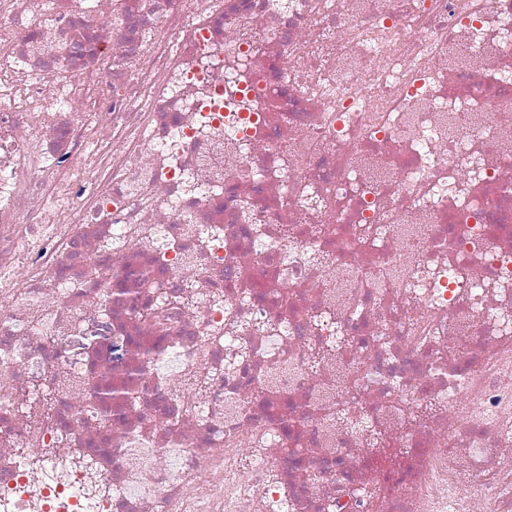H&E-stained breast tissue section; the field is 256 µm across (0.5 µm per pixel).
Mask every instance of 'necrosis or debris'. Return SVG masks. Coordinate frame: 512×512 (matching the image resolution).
Wrapping results in <instances>:
<instances>
[{"label":"necrosis or debris","instance_id":"necrosis-or-debris-1","mask_svg":"<svg viewBox=\"0 0 512 512\" xmlns=\"http://www.w3.org/2000/svg\"><path fill=\"white\" fill-rule=\"evenodd\" d=\"M0 512H512V0H0Z\"/></svg>","mask_w":512,"mask_h":512}]
</instances>
